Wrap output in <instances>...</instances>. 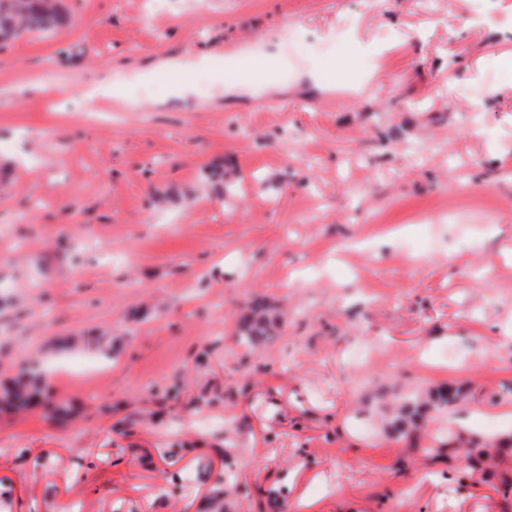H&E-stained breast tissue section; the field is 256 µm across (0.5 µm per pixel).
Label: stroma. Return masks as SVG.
I'll return each instance as SVG.
<instances>
[{"label":"stroma","mask_w":512,"mask_h":512,"mask_svg":"<svg viewBox=\"0 0 512 512\" xmlns=\"http://www.w3.org/2000/svg\"><path fill=\"white\" fill-rule=\"evenodd\" d=\"M62 3L0 46V512H506L372 397L512 438V0ZM284 321L282 315L263 301H253L241 314L237 325L240 343L252 346L256 342H269L282 335Z\"/></svg>","instance_id":"35a3bbf8"}]
</instances>
